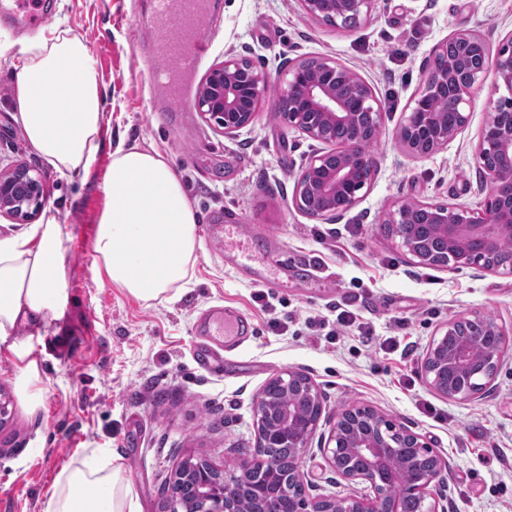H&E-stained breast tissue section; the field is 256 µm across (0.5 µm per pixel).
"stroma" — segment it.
I'll return each instance as SVG.
<instances>
[{"mask_svg":"<svg viewBox=\"0 0 512 512\" xmlns=\"http://www.w3.org/2000/svg\"><path fill=\"white\" fill-rule=\"evenodd\" d=\"M52 26L87 45L105 92V141L156 150L174 168L199 215L196 262L183 294L146 303L112 285L94 249L104 197L98 184L110 162L101 154L80 192L25 142L14 120L10 74L0 69V173L16 162L43 176L46 204L59 210L72 239L64 255L68 303L58 335L46 337L45 392L32 410L15 389L14 367L0 353V512H44L59 473L92 449L118 457L141 512H162L161 489L189 456L232 466L256 446L255 397L286 367L317 383L328 413L369 404L422 435L449 466L448 512H512V353L481 399L457 403L426 384L421 361L434 336L461 314L489 316L512 333V275L416 263L384 233L389 210L410 202L479 208L488 185L475 147L488 119L490 84L478 87L468 126L427 158L410 156L392 135L409 113L436 46L460 30L498 50L512 35V0H377L371 18L341 28L306 17L298 0H223L205 31L208 50L183 89L194 101L213 65L234 52L270 79L292 64L328 58L374 90L384 109L373 145L378 173L342 216L313 219L291 204L294 184L323 148L271 114L264 100L255 122L224 137L198 112L159 109L145 16L150 0H53ZM239 218L237 238L255 264V287L224 264L212 240L218 213ZM276 239L291 270L277 279L258 262ZM265 299L256 302L255 290ZM212 306L231 307L253 327L225 354L224 370L199 367L193 347ZM344 310L372 330L338 339L324 321ZM396 338L388 346L387 338ZM434 413H427L425 403ZM321 422L304 459L310 495L345 494L347 482L320 451Z\"/></svg>","mask_w":512,"mask_h":512,"instance_id":"obj_1","label":"stroma"}]
</instances>
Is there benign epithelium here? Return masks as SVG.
Listing matches in <instances>:
<instances>
[{
  "mask_svg": "<svg viewBox=\"0 0 512 512\" xmlns=\"http://www.w3.org/2000/svg\"><path fill=\"white\" fill-rule=\"evenodd\" d=\"M303 14L316 21L355 27L367 21L377 0H298ZM459 48L442 65L431 59L424 69L410 113L394 131V137L416 158L428 157L453 140L469 123V105L475 89L488 75L494 92L508 95L494 101L488 121L478 135L476 159L489 190L477 210L455 204L421 203L427 210L420 224L421 241L402 232L414 222V211L401 204L389 211L384 227L397 245L423 264L457 268H481L512 274V264L494 261L490 246L512 238V36L496 54L478 34L462 30L450 37ZM269 90V76L253 62L228 53L214 66L194 100L195 109L213 120L224 136L234 137L255 121ZM436 100L452 113L442 121L425 111ZM273 110L289 126L317 142L329 143L338 126L348 138L338 147L314 154L298 175L292 204L314 219L340 217L360 200V191L377 175L379 160L369 144L383 126V109L371 87L351 70L322 58L303 60L285 71L279 81ZM44 205L39 176L18 166L0 176V211L26 221ZM460 316L448 321L444 334L433 338L422 363L428 386L442 397L474 401L485 394L504 362L500 351L481 368L472 365L476 347L492 339L506 348L508 334L499 323L483 317L484 329L458 335ZM326 405L319 386L307 375L284 368L259 390L253 421L259 448H286L288 468L280 473L278 498L259 489L265 473L262 457L254 453L226 470L207 460L196 461L198 470L190 486L193 506L185 507L171 495L165 512H240V495L253 494L256 512H405L412 501L416 512H446L438 484L447 464L422 437L369 405H353L336 411L321 448L329 467L349 483H365L369 492L345 495L306 494L302 463ZM404 459V471L395 467Z\"/></svg>",
  "mask_w": 512,
  "mask_h": 512,
  "instance_id": "obj_1",
  "label": "benign epithelium"
}]
</instances>
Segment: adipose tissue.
<instances>
[{"label": "adipose tissue", "instance_id": "adipose-tissue-1", "mask_svg": "<svg viewBox=\"0 0 512 512\" xmlns=\"http://www.w3.org/2000/svg\"><path fill=\"white\" fill-rule=\"evenodd\" d=\"M14 87V110L26 143L60 177L89 176L104 149L105 99L86 44L66 29L0 52ZM100 189L106 199L95 239L100 269L135 298L179 295L196 262L197 213L170 164L138 146L110 155ZM70 232L56 213L20 234L0 237V350L16 370L15 387L39 407L41 363L29 326L54 336L67 305L65 244ZM45 512H139L123 470L92 451L62 470Z\"/></svg>", "mask_w": 512, "mask_h": 512}]
</instances>
